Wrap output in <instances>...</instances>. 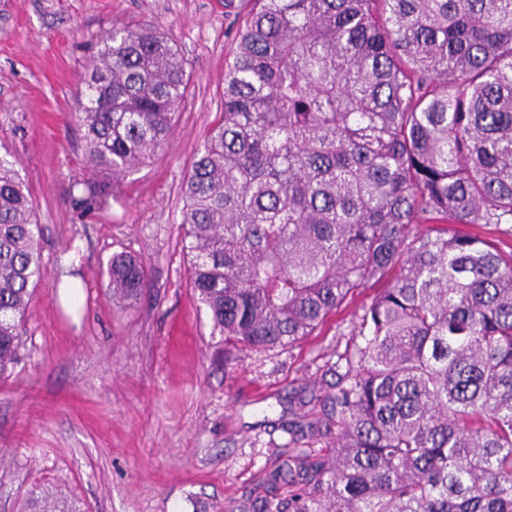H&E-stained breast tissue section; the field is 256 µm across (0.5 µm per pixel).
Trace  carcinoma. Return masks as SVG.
<instances>
[{
	"label": "carcinoma",
	"instance_id": "carcinoma-1",
	"mask_svg": "<svg viewBox=\"0 0 512 512\" xmlns=\"http://www.w3.org/2000/svg\"><path fill=\"white\" fill-rule=\"evenodd\" d=\"M86 166L118 178L188 96L176 43L114 29L82 78ZM224 112L181 185L190 284L211 335L286 348L377 288L322 415L240 512H512V0H254ZM94 212L112 182L84 179ZM28 184L0 156V380L43 277ZM137 299L135 256L108 264ZM335 444L327 458L302 443ZM31 512H71L48 494Z\"/></svg>",
	"mask_w": 512,
	"mask_h": 512
}]
</instances>
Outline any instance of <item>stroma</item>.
I'll return each mask as SVG.
<instances>
[{
	"instance_id": "35a3bbf8",
	"label": "stroma",
	"mask_w": 512,
	"mask_h": 512,
	"mask_svg": "<svg viewBox=\"0 0 512 512\" xmlns=\"http://www.w3.org/2000/svg\"><path fill=\"white\" fill-rule=\"evenodd\" d=\"M249 0H0V145L18 161L41 226L45 276L0 380V512L47 490L78 512H231L335 383L337 352L371 292L313 336L219 353L189 282L180 187L222 106L224 65ZM173 37L191 74L164 145L82 213L88 177L76 90L112 28ZM139 256L137 302L114 305L106 265ZM83 290L63 304V285Z\"/></svg>"
}]
</instances>
